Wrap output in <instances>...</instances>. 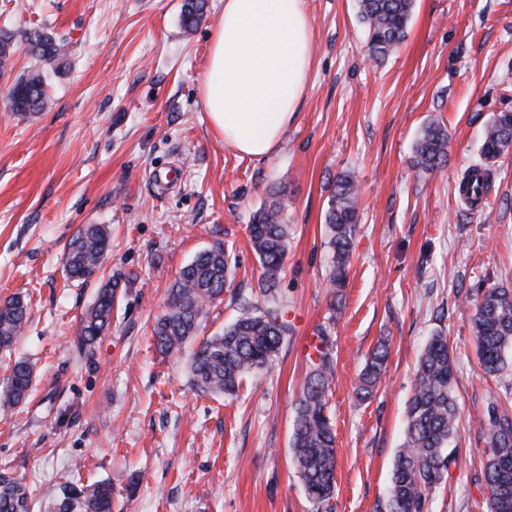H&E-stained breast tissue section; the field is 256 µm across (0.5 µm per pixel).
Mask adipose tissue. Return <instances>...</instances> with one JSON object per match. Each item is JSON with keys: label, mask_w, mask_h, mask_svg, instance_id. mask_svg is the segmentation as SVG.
Wrapping results in <instances>:
<instances>
[{"label": "adipose tissue", "mask_w": 512, "mask_h": 512, "mask_svg": "<svg viewBox=\"0 0 512 512\" xmlns=\"http://www.w3.org/2000/svg\"><path fill=\"white\" fill-rule=\"evenodd\" d=\"M312 39L303 0H224L200 94L225 144L254 159L277 152L304 100Z\"/></svg>", "instance_id": "ef3b65f1"}]
</instances>
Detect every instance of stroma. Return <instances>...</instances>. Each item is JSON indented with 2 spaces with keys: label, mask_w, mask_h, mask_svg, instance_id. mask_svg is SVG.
<instances>
[{
  "label": "stroma",
  "mask_w": 512,
  "mask_h": 512,
  "mask_svg": "<svg viewBox=\"0 0 512 512\" xmlns=\"http://www.w3.org/2000/svg\"><path fill=\"white\" fill-rule=\"evenodd\" d=\"M182 3L0 0V29L66 42L52 65L20 49L0 69V299H31L22 335L0 351V390L15 361L34 368L31 397L0 413V472L32 489L35 512L72 471L111 481L117 512H312L291 435L305 343L325 326L336 360L331 512H382L418 359L440 332L456 362L459 425L433 512H487L480 422L512 384V364L483 373L471 300L512 288V151L494 165L484 211L466 213L455 186L488 121L512 111V0H415L406 40L381 64L367 55L356 0H306L305 99L277 154L260 160L225 146L200 97L224 0H208L189 34ZM39 67L46 107L11 112V86ZM431 121L448 131V163L427 177L414 145ZM341 172L358 183L359 223L333 316L324 217ZM272 190L288 224L279 295L290 332L236 396L202 394L190 384V349H155L154 320L179 270L207 247L229 248L232 288L255 284L247 226ZM86 224L109 226L101 275L120 283L110 328L82 352L79 321L100 283L68 284L63 254ZM382 339V383L358 402L365 356Z\"/></svg>",
  "instance_id": "35a3bbf8"
}]
</instances>
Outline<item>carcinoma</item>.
<instances>
[{"label":"carcinoma","mask_w":512,"mask_h":512,"mask_svg":"<svg viewBox=\"0 0 512 512\" xmlns=\"http://www.w3.org/2000/svg\"><path fill=\"white\" fill-rule=\"evenodd\" d=\"M207 0H185L182 25L195 28L205 14ZM413 10V0H359V17L367 33V51L383 59L404 42ZM25 43L26 52L41 62H56L64 55V43L43 30L19 34L0 30V65ZM48 83L35 70L17 80L9 91L13 111L32 115L44 109ZM512 147V112H500L487 124L478 162L457 184L459 199L475 211L487 199L494 161ZM448 161V131L439 123L428 124L415 147L414 167L424 175L443 169ZM358 186L348 173L336 176L331 186L325 224L331 262L327 287L330 310L336 311V291L345 287L350 272V249L357 229ZM250 242L258 257V295L264 304L236 296L238 315L224 331L204 341L192 353L190 381L202 393L232 395L249 373L269 366L288 335L284 310L276 288L284 271L288 247V224L284 205L276 193L255 213L248 226ZM110 251V233L103 224H87L69 241L65 277L70 284H84L100 272ZM230 254L222 245L199 253L182 268L168 290L165 310L156 318L152 333L157 348L169 353L191 341L209 307L224 300V285L230 276ZM118 281L108 280L94 303L83 313L78 345L94 348L112 323ZM472 326L476 354L485 373L497 375L508 366L512 354V289L491 287L473 299ZM30 304L16 294L0 301V350L10 349L28 322ZM311 357V370L296 404L291 439L292 459L314 512H327L336 490V433L327 412L326 395L334 379L333 342L327 329ZM389 357L384 343L367 355L357 395L364 401L380 382ZM456 366L448 337L436 334L420 356L413 393L406 409L404 440L393 463L385 512H430V495L447 482L454 461L449 444L457 431L458 410L454 396ZM33 370L17 361L0 399L7 411L24 400L32 387ZM512 391L493 399L487 409L485 429L489 439L483 462L487 486V512H512V414L500 407ZM31 493L26 484L0 474V512H30ZM55 512H112V483L84 484L68 479L59 487Z\"/></svg>","instance_id":"1"}]
</instances>
